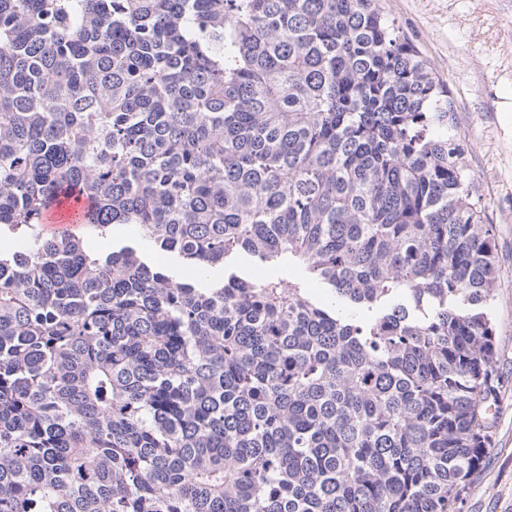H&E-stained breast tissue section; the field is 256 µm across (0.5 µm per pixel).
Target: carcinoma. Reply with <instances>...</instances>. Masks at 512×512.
<instances>
[{
	"instance_id": "1",
	"label": "carcinoma",
	"mask_w": 512,
	"mask_h": 512,
	"mask_svg": "<svg viewBox=\"0 0 512 512\" xmlns=\"http://www.w3.org/2000/svg\"><path fill=\"white\" fill-rule=\"evenodd\" d=\"M475 193L376 0H0V512H453L502 386ZM62 196L192 277L45 236ZM242 254L328 297L210 279Z\"/></svg>"
}]
</instances>
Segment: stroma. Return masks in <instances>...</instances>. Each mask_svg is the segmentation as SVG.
Masks as SVG:
<instances>
[{
    "label": "stroma",
    "mask_w": 512,
    "mask_h": 512,
    "mask_svg": "<svg viewBox=\"0 0 512 512\" xmlns=\"http://www.w3.org/2000/svg\"><path fill=\"white\" fill-rule=\"evenodd\" d=\"M444 81L468 148L486 223L494 227L492 304L503 386L494 446L455 512H512V0H377Z\"/></svg>",
    "instance_id": "obj_1"
}]
</instances>
